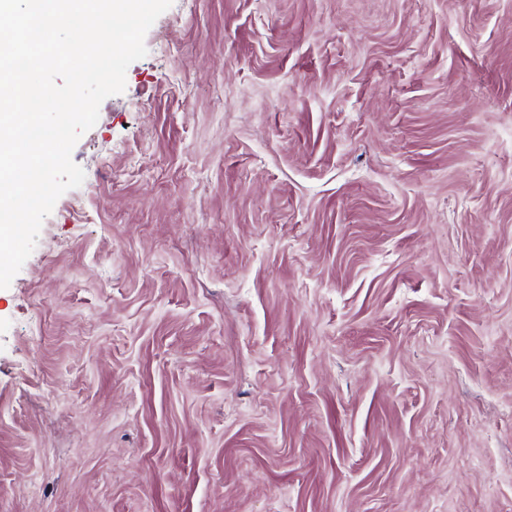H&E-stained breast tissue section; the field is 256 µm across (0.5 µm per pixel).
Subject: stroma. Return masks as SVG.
Segmentation results:
<instances>
[{
    "label": "stroma",
    "mask_w": 512,
    "mask_h": 512,
    "mask_svg": "<svg viewBox=\"0 0 512 512\" xmlns=\"http://www.w3.org/2000/svg\"><path fill=\"white\" fill-rule=\"evenodd\" d=\"M0 289V512H512V0H173Z\"/></svg>",
    "instance_id": "stroma-1"
}]
</instances>
